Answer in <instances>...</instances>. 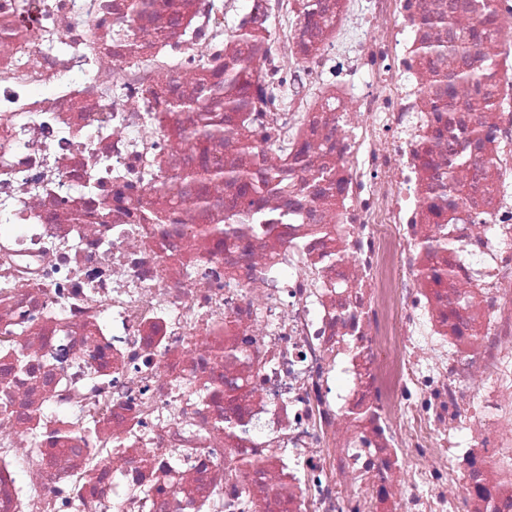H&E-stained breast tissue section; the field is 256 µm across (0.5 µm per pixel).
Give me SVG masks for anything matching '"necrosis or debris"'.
<instances>
[{"label": "necrosis or debris", "mask_w": 512, "mask_h": 512, "mask_svg": "<svg viewBox=\"0 0 512 512\" xmlns=\"http://www.w3.org/2000/svg\"><path fill=\"white\" fill-rule=\"evenodd\" d=\"M474 4L0 0V512H512V0Z\"/></svg>", "instance_id": "1"}]
</instances>
